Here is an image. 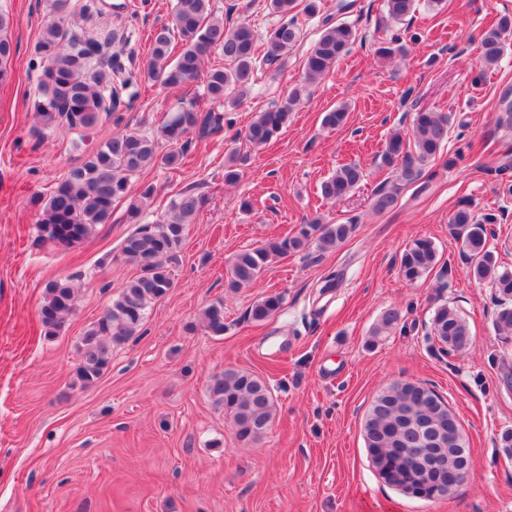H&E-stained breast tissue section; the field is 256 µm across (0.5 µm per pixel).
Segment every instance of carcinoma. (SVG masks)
<instances>
[{"label": "carcinoma", "mask_w": 512, "mask_h": 512, "mask_svg": "<svg viewBox=\"0 0 512 512\" xmlns=\"http://www.w3.org/2000/svg\"><path fill=\"white\" fill-rule=\"evenodd\" d=\"M388 21L403 22L417 10L418 0H384ZM313 17L322 10V0H266L278 24L258 46L252 26L232 23L215 14L213 0H174L172 26L156 29L144 75L165 87H180L198 79L205 59L212 53L224 56L228 66L206 74L205 95L220 106L242 104L257 76L267 70L282 72L288 53L299 43L302 30L294 11L297 7ZM50 19L41 30L34 51L39 59L37 92L34 101L38 136L62 125L93 129L108 120L120 104L127 86L112 81L121 70L120 53L112 43L101 41L87 31L104 14L103 3L86 0L78 18L69 11V0H49ZM15 20L0 9V80L7 77L16 52L11 32ZM182 40V51L170 62L171 28ZM359 37L347 23L331 22L326 16L318 38L309 47L302 65V80L291 88L283 101L256 115L244 138L254 148L265 146L288 125L291 112L300 104L307 87L320 82L343 53ZM512 39V15L505 13L480 37L478 74L475 81L496 67ZM224 130V113L198 109L193 102H181L151 134L129 130L115 134L87 151L53 187L49 196L35 201L39 209L40 237L62 247H71L87 238L98 224L112 218L114 205L127 202V215L137 222L144 214L156 188L148 183L131 190L132 181L150 167L161 164L171 170L184 165L188 151L187 135L203 140ZM449 118L438 112L415 113L407 136L392 135L382 153V162L394 169L398 185L378 191L373 209L382 214L397 209L399 187L414 188V197L431 189L433 174L427 165L441 156L448 144ZM171 145L159 153V142ZM248 163V155L234 152L224 167V181H236ZM364 180L356 163L338 166L320 183L326 200H340ZM204 205V198L190 191L180 193L165 219L146 224L123 241L126 260L139 267L102 316L82 339L78 378L94 383L110 363L112 347L125 343L140 329L150 303L160 299L173 286L166 262L177 259L185 225L191 223ZM499 217L490 211L482 215L469 205L460 204L448 220L452 236L461 243L468 277L491 285L496 303L494 327L500 342L512 346V270L499 265L489 246V225ZM355 218L344 223L324 224L317 219L299 230L236 253L230 260L227 288L232 291L252 285L274 259L304 254L311 246L332 251L341 246L355 229ZM437 249L427 238L413 240L404 250L400 276L414 283L432 272ZM77 295L70 280L46 285L41 306L46 335L53 336L74 313ZM283 296L269 294L250 309L256 322L274 316ZM203 326L213 336L224 335V302L216 301L204 310ZM426 340L440 356L467 352L474 339L467 322L446 303L436 306L427 328ZM208 392L213 402L224 408L231 419L235 437L244 444L262 440L276 411L268 384L253 374L235 369L210 378ZM367 457L383 483L401 494L418 495L429 501L454 497L462 483L459 470L464 451L470 444L448 402L434 388L412 380H400L382 389L373 399L363 421Z\"/></svg>", "instance_id": "carcinoma-1"}]
</instances>
